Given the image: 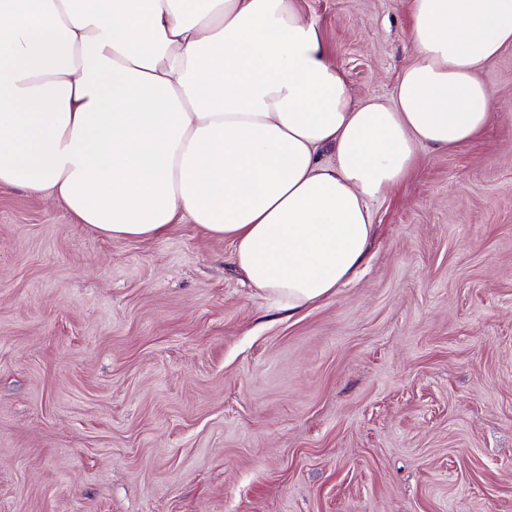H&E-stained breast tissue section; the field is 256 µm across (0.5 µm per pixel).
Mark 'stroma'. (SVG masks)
I'll return each instance as SVG.
<instances>
[{
  "label": "stroma",
  "mask_w": 512,
  "mask_h": 512,
  "mask_svg": "<svg viewBox=\"0 0 512 512\" xmlns=\"http://www.w3.org/2000/svg\"><path fill=\"white\" fill-rule=\"evenodd\" d=\"M356 99L405 0H307ZM492 118L373 203L360 273L288 314L195 224L113 241L0 187V512H512V45Z\"/></svg>",
  "instance_id": "35a3bbf8"
}]
</instances>
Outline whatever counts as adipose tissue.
Wrapping results in <instances>:
<instances>
[{
	"label": "adipose tissue",
	"instance_id": "1",
	"mask_svg": "<svg viewBox=\"0 0 512 512\" xmlns=\"http://www.w3.org/2000/svg\"><path fill=\"white\" fill-rule=\"evenodd\" d=\"M305 0H0V186L115 240L196 224L297 312L362 264L372 201L491 120L512 0H409L415 58L357 102Z\"/></svg>",
	"mask_w": 512,
	"mask_h": 512
}]
</instances>
